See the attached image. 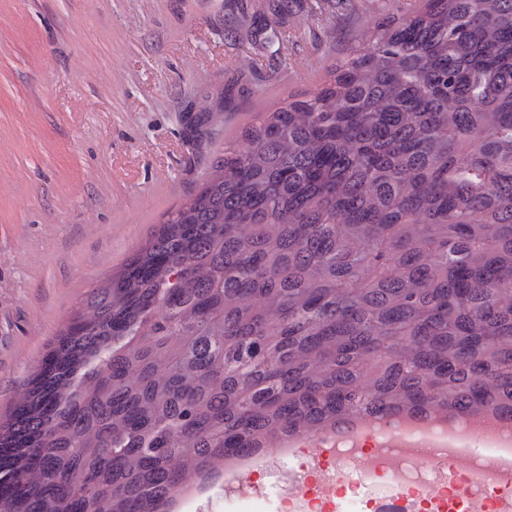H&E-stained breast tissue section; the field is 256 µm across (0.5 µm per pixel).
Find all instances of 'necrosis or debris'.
I'll list each match as a JSON object with an SVG mask.
<instances>
[{"label": "necrosis or debris", "mask_w": 512, "mask_h": 512, "mask_svg": "<svg viewBox=\"0 0 512 512\" xmlns=\"http://www.w3.org/2000/svg\"><path fill=\"white\" fill-rule=\"evenodd\" d=\"M442 425L413 429L389 419L368 431L338 438L330 451L299 439L284 448L244 457L225 471L224 492L186 495L180 512H467L466 493L481 492L489 512H500L502 493L475 466L449 479L448 467L431 464L421 450L445 434ZM370 468L379 484H398L387 495L365 493L357 479Z\"/></svg>", "instance_id": "obj_1"}]
</instances>
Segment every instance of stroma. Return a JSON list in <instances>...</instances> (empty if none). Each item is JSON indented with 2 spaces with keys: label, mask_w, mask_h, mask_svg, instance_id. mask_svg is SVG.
I'll return each mask as SVG.
<instances>
[{
  "label": "stroma",
  "mask_w": 512,
  "mask_h": 512,
  "mask_svg": "<svg viewBox=\"0 0 512 512\" xmlns=\"http://www.w3.org/2000/svg\"><path fill=\"white\" fill-rule=\"evenodd\" d=\"M420 0H0V416L244 132Z\"/></svg>",
  "instance_id": "1"
}]
</instances>
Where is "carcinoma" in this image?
<instances>
[{
  "instance_id": "1",
  "label": "carcinoma",
  "mask_w": 512,
  "mask_h": 512,
  "mask_svg": "<svg viewBox=\"0 0 512 512\" xmlns=\"http://www.w3.org/2000/svg\"><path fill=\"white\" fill-rule=\"evenodd\" d=\"M246 140L16 394L0 512H166L264 432L512 395V0H423Z\"/></svg>"
}]
</instances>
